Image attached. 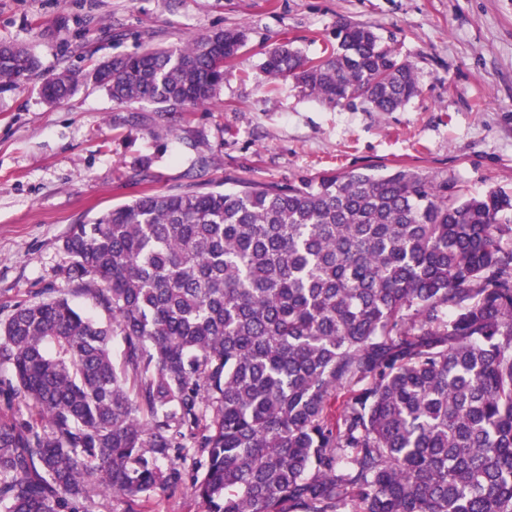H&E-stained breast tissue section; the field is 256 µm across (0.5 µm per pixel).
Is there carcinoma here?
I'll return each mask as SVG.
<instances>
[{
    "mask_svg": "<svg viewBox=\"0 0 512 512\" xmlns=\"http://www.w3.org/2000/svg\"><path fill=\"white\" fill-rule=\"evenodd\" d=\"M260 64L330 106L420 92L368 27ZM244 30L89 76L159 112L210 103ZM38 68L0 43V90ZM44 82L58 104L86 76ZM143 192L73 224L60 295L0 324V512H127L190 485L205 512H512V195L409 168ZM347 393L340 411L331 403Z\"/></svg>",
    "mask_w": 512,
    "mask_h": 512,
    "instance_id": "cac0c4a2",
    "label": "carcinoma"
}]
</instances>
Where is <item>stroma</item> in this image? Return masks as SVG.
I'll list each match as a JSON object with an SVG mask.
<instances>
[{
  "instance_id": "stroma-1",
  "label": "stroma",
  "mask_w": 512,
  "mask_h": 512,
  "mask_svg": "<svg viewBox=\"0 0 512 512\" xmlns=\"http://www.w3.org/2000/svg\"><path fill=\"white\" fill-rule=\"evenodd\" d=\"M367 25L413 64L421 89L394 112L330 107L259 65L283 40L319 56L337 18ZM217 28L247 34L239 63L199 109L160 120L92 81L47 105L67 67L179 47ZM0 42L27 45L37 77L0 92V323L17 304L71 294L60 273L70 225L140 193L221 191L227 178L299 182L370 166L452 178L465 195L512 194V0H0Z\"/></svg>"
}]
</instances>
